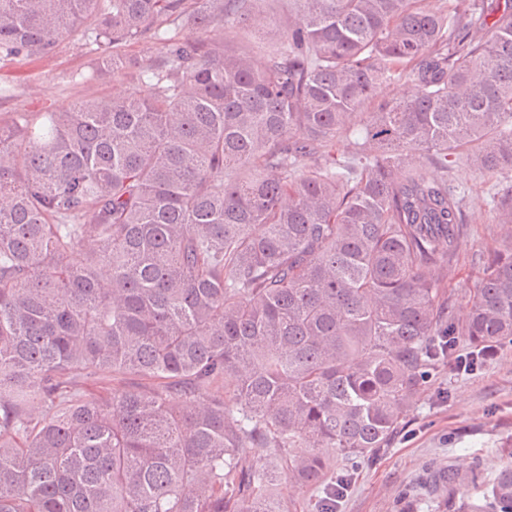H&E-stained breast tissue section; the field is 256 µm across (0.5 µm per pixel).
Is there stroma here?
<instances>
[{
	"label": "stroma",
	"mask_w": 512,
	"mask_h": 512,
	"mask_svg": "<svg viewBox=\"0 0 512 512\" xmlns=\"http://www.w3.org/2000/svg\"><path fill=\"white\" fill-rule=\"evenodd\" d=\"M287 19L288 0H267L260 19L245 26L220 24L209 36L232 46L250 42L259 62L264 49L280 40ZM93 59L92 47L76 39L42 59L0 61V118L123 94L125 83L94 76ZM448 177L468 189L464 235L445 281L449 308L461 320L482 257L501 245L503 231L487 200L492 190L512 187V171H478L463 163ZM507 459H512V343L471 371L459 370L454 359L441 361L391 446L356 466L335 467L332 480L349 484L337 512H447L448 487L438 483L439 475L476 468L489 477Z\"/></svg>",
	"instance_id": "obj_1"
}]
</instances>
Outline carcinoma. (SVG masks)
Returning a JSON list of instances; mask_svg holds the SVG:
<instances>
[{
    "mask_svg": "<svg viewBox=\"0 0 512 512\" xmlns=\"http://www.w3.org/2000/svg\"><path fill=\"white\" fill-rule=\"evenodd\" d=\"M265 2L0 0V58L79 35L128 84L0 119V512H289L288 486L389 447L458 338L512 342V190L465 321L443 289L448 170L512 168V0H289L261 68L208 38ZM477 481L448 475V512H512L511 461L479 504ZM161 45L153 40H142L133 42L125 47L128 56L139 60L140 64L145 67L159 52ZM140 382L136 377H126L122 381L113 382L96 377H88L82 381V387L87 394L111 393L112 388L122 389Z\"/></svg>",
    "mask_w": 512,
    "mask_h": 512,
    "instance_id": "cac0c4a2",
    "label": "carcinoma"
}]
</instances>
